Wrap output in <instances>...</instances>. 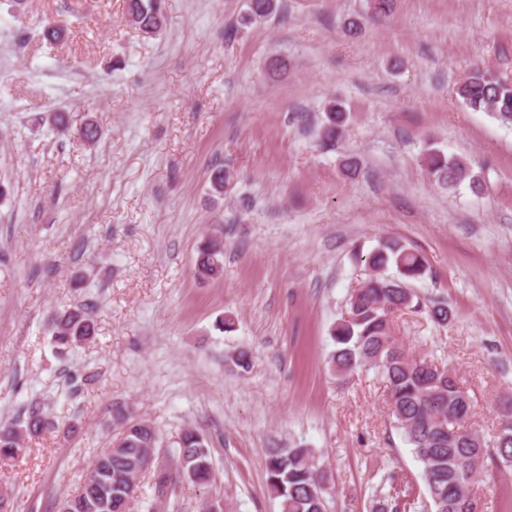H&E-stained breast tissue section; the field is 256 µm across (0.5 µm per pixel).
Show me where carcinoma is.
I'll return each instance as SVG.
<instances>
[{"mask_svg":"<svg viewBox=\"0 0 512 512\" xmlns=\"http://www.w3.org/2000/svg\"><path fill=\"white\" fill-rule=\"evenodd\" d=\"M276 0H248L244 21L270 17ZM130 22L148 35L164 27L159 0H127ZM464 104L474 111H487L501 123L512 125V84L497 79L480 68L473 69L458 87ZM346 120L341 105L331 104L326 112L322 138L331 142ZM428 176L440 187L451 188L469 181L476 191L484 190L479 174L471 164L440 151L423 159ZM231 184V175L219 168L211 178V189L218 196ZM222 243L210 239L200 249L196 262L200 274L219 273ZM363 262L374 272L362 287L354 290L342 317L331 329L336 350L331 356L333 369L347 376L357 369L373 370L385 383L394 427L422 465L430 512H465L466 498L476 497L474 478L484 459L496 448L495 462L512 467V422L501 426L493 444L468 425L473 397L454 376L431 368L424 359L410 356L393 336L397 314L427 312L434 323L444 326L452 311L441 303L427 305L408 282L423 277L427 260L417 249L398 240H387L367 253ZM394 266L396 274L384 271ZM95 336L91 320L80 308L65 310L54 318L51 340L59 350L88 342ZM229 360L239 371L253 367V354L240 350ZM24 420L0 422V461H10L22 451L26 437H38L57 428L41 407L31 406ZM121 436L115 446L98 455L82 473L75 491L65 497L59 512H128L138 485H130L133 474L150 454L172 458L174 465L153 463L156 498L174 494L186 482L208 489L214 481V463L206 435L195 428L185 429L171 451L162 445L157 428L145 421L121 416ZM267 487L279 499L281 512H327L329 477L314 452L301 443L274 448L264 461ZM412 497L387 493L379 512H408L415 508Z\"/></svg>","mask_w":512,"mask_h":512,"instance_id":"cac0c4a2","label":"carcinoma"}]
</instances>
